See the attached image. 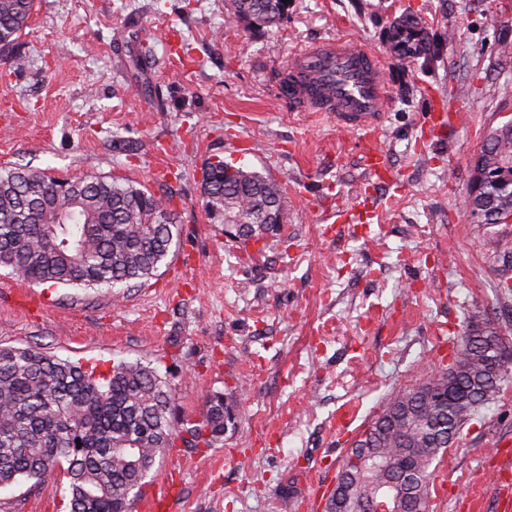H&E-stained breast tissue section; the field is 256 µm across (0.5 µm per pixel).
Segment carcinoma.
<instances>
[{
    "label": "carcinoma",
    "instance_id": "1",
    "mask_svg": "<svg viewBox=\"0 0 512 512\" xmlns=\"http://www.w3.org/2000/svg\"><path fill=\"white\" fill-rule=\"evenodd\" d=\"M36 0H0V54L29 27ZM282 0H230L235 18L277 25ZM512 154V125L493 130L480 154ZM208 212L242 220L246 247L278 234L281 187L257 171L218 160L204 174ZM512 206V189L491 187L483 210ZM180 235L171 198L105 176L64 182L27 167L0 168V268L33 285L93 288L148 279ZM512 368L490 324L460 337L451 366L398 392L347 453L333 512H367L370 499L399 482L400 512H427L434 461ZM224 394L207 397L196 420L180 419L174 398L151 367L119 363L96 374L38 345L0 347V487L38 482L62 471L70 512H131L157 459L182 445L211 448L235 425Z\"/></svg>",
    "mask_w": 512,
    "mask_h": 512
}]
</instances>
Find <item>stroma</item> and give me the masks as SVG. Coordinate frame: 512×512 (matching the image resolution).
Returning a JSON list of instances; mask_svg holds the SVG:
<instances>
[{
	"mask_svg": "<svg viewBox=\"0 0 512 512\" xmlns=\"http://www.w3.org/2000/svg\"><path fill=\"white\" fill-rule=\"evenodd\" d=\"M424 17L427 57L386 54L393 13ZM351 36L407 82L383 120L397 179L378 218L324 220L365 171L360 134L276 99L292 55ZM512 0H289L273 28L227 0H37L0 59V167L56 178L105 175L172 198L180 237L148 279L112 287L32 286L0 268V346L38 344L96 372L153 368L178 416L220 392L238 419L211 448H173L142 489L182 458L165 512H298L310 479L338 473L393 392L448 367L438 336L487 321L512 347V224L465 210L473 154L512 122ZM467 113L435 128L425 91ZM221 160L283 190L284 232L241 248L205 206L203 175ZM445 451L429 512H499L486 455L512 446V373ZM350 413L345 437L336 421ZM57 473L0 488V512H70Z\"/></svg>",
	"mask_w": 512,
	"mask_h": 512,
	"instance_id": "1",
	"label": "stroma"
}]
</instances>
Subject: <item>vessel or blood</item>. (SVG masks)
<instances>
[{
	"instance_id": "obj_1",
	"label": "vessel or blood",
	"mask_w": 512,
	"mask_h": 512,
	"mask_svg": "<svg viewBox=\"0 0 512 512\" xmlns=\"http://www.w3.org/2000/svg\"><path fill=\"white\" fill-rule=\"evenodd\" d=\"M386 47L401 58L418 59L430 50L429 28L415 14H403L385 27ZM387 75L378 52L349 38H329L297 53L280 83L281 101L296 111L318 112L338 128L362 132L369 192L354 205L378 212L382 190L392 187L391 170L377 132L388 107ZM493 482L504 507H512V454L499 455Z\"/></svg>"
}]
</instances>
